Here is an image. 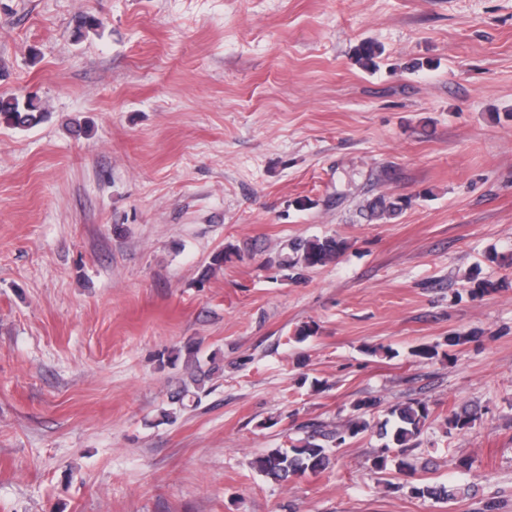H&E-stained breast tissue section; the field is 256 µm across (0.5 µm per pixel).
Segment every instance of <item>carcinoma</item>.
Segmentation results:
<instances>
[{"instance_id": "carcinoma-1", "label": "carcinoma", "mask_w": 512, "mask_h": 512, "mask_svg": "<svg viewBox=\"0 0 512 512\" xmlns=\"http://www.w3.org/2000/svg\"><path fill=\"white\" fill-rule=\"evenodd\" d=\"M377 53L378 48L375 44L365 42L357 48V61L368 67L374 64ZM43 119L44 112L35 98L20 100L14 96L0 95V120L18 127H32ZM410 203L409 196L380 195L367 201L365 211L371 220L389 219L402 213ZM289 249L290 254L283 259L282 265L292 271L291 278L297 281L309 270L337 262L346 249V242L338 236L312 237L292 241ZM208 377L210 372L190 373L195 389L185 386L173 397L179 409L199 403V390L204 379ZM428 417V405L420 401L390 410L391 430L386 434L388 442L384 444V450L387 451L391 447L398 449V455L394 457L398 472L402 473L407 469L408 463L402 456L409 442L421 433ZM366 429L367 422L360 418L350 420L340 431L315 429L298 439L288 449H270L256 460V468L266 479L279 484L306 473H321L330 464L329 449L345 443L346 438L355 437ZM411 491L420 497L443 499L448 502L455 499L454 490L444 487L414 486Z\"/></svg>"}]
</instances>
